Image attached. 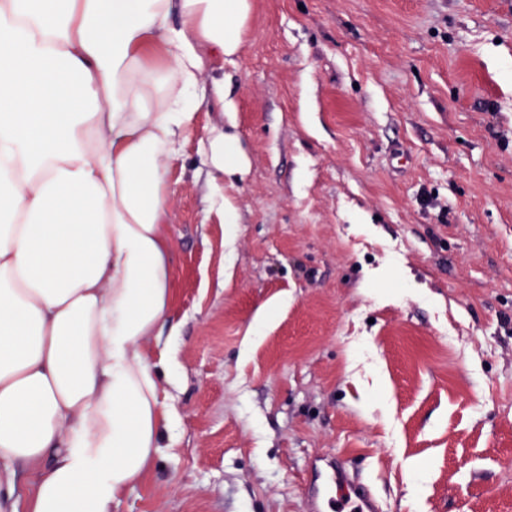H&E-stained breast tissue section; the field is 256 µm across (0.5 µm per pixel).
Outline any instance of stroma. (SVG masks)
I'll use <instances>...</instances> for the list:
<instances>
[{"label": "stroma", "mask_w": 512, "mask_h": 512, "mask_svg": "<svg viewBox=\"0 0 512 512\" xmlns=\"http://www.w3.org/2000/svg\"><path fill=\"white\" fill-rule=\"evenodd\" d=\"M242 40L239 222L209 100L170 174L181 425L113 512H306L325 456L381 512H512V0H253ZM205 164L210 169L211 193L210 211H215L228 236H233L238 224L236 208L227 195V185L233 187L237 176L243 177L249 171V159L244 153L236 135L224 128L215 127L207 137L204 148Z\"/></svg>", "instance_id": "stroma-1"}]
</instances>
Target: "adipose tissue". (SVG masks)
<instances>
[{"label":"adipose tissue","mask_w":512,"mask_h":512,"mask_svg":"<svg viewBox=\"0 0 512 512\" xmlns=\"http://www.w3.org/2000/svg\"><path fill=\"white\" fill-rule=\"evenodd\" d=\"M252 0H0V512H112L180 417L170 350L169 173L215 100L210 208L249 171L235 61ZM34 472L26 506L15 468Z\"/></svg>","instance_id":"adipose-tissue-1"}]
</instances>
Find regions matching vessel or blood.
<instances>
[{"instance_id": "obj_1", "label": "vessel or blood", "mask_w": 512, "mask_h": 512, "mask_svg": "<svg viewBox=\"0 0 512 512\" xmlns=\"http://www.w3.org/2000/svg\"><path fill=\"white\" fill-rule=\"evenodd\" d=\"M307 512H379V506L359 476L346 471L337 458L329 457L313 476Z\"/></svg>"}]
</instances>
